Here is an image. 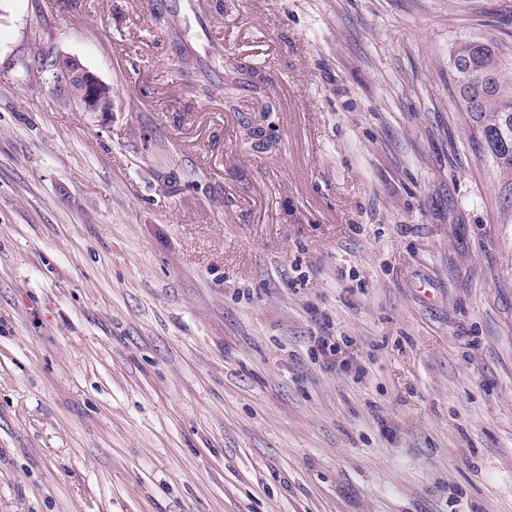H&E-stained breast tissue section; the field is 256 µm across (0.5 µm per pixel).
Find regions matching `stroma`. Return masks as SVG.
Here are the masks:
<instances>
[{
	"label": "stroma",
	"mask_w": 512,
	"mask_h": 512,
	"mask_svg": "<svg viewBox=\"0 0 512 512\" xmlns=\"http://www.w3.org/2000/svg\"><path fill=\"white\" fill-rule=\"evenodd\" d=\"M38 34L110 112L30 81ZM473 35L512 45V0H0V512H512ZM260 74L255 68L238 65L233 73L225 80L224 78V94H229L233 99L235 92L241 88L249 87L250 90L254 91V84L249 80V76Z\"/></svg>",
	"instance_id": "stroma-1"
}]
</instances>
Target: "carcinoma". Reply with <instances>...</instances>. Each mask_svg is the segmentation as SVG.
Returning <instances> with one entry per match:
<instances>
[{
  "label": "carcinoma",
  "instance_id": "cac0c4a2",
  "mask_svg": "<svg viewBox=\"0 0 512 512\" xmlns=\"http://www.w3.org/2000/svg\"><path fill=\"white\" fill-rule=\"evenodd\" d=\"M453 98L465 116L467 144L479 161L496 168L500 180L498 223L512 224V52L492 38L467 37L456 42L451 54ZM258 74L239 65L224 80V92L234 96Z\"/></svg>",
  "mask_w": 512,
  "mask_h": 512
}]
</instances>
